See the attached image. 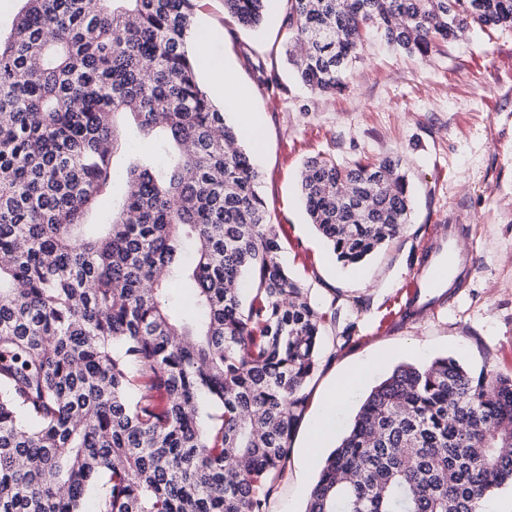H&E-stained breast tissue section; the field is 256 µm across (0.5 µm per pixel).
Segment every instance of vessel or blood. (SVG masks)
Masks as SVG:
<instances>
[{
  "mask_svg": "<svg viewBox=\"0 0 512 512\" xmlns=\"http://www.w3.org/2000/svg\"><path fill=\"white\" fill-rule=\"evenodd\" d=\"M460 227L443 224L428 239L422 263L413 273L410 286L403 292L404 309L435 310L444 303L442 296L449 284L461 273L473 271L477 264L474 252L460 248Z\"/></svg>",
  "mask_w": 512,
  "mask_h": 512,
  "instance_id": "vessel-or-blood-1",
  "label": "vessel or blood"
}]
</instances>
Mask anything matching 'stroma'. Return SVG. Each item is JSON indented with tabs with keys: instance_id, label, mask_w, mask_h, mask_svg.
Listing matches in <instances>:
<instances>
[{
	"instance_id": "1",
	"label": "stroma",
	"mask_w": 512,
	"mask_h": 512,
	"mask_svg": "<svg viewBox=\"0 0 512 512\" xmlns=\"http://www.w3.org/2000/svg\"><path fill=\"white\" fill-rule=\"evenodd\" d=\"M197 27L212 32L200 56L223 58L235 80L214 102L238 123L232 98L244 93L258 126L251 148L258 191L274 224L289 271L334 304L308 402L349 367H377L337 417L346 428L361 400L402 363L455 358L472 370L512 374V29H474L427 59L395 50L369 32L344 91L316 95L298 85L285 55V10L267 12L260 29L241 28L224 0H198ZM273 78L266 86L257 67ZM329 154L347 164L400 159L414 200L404 232L378 255L342 266L309 223L298 190L307 158ZM439 224L464 227L461 246L477 252L476 269L446 306L405 321L399 315L409 274ZM354 324L351 342L333 338ZM321 449L307 460L294 448L267 498L266 512H304L319 470Z\"/></svg>"
}]
</instances>
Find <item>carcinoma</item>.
I'll return each instance as SVG.
<instances>
[{"mask_svg": "<svg viewBox=\"0 0 512 512\" xmlns=\"http://www.w3.org/2000/svg\"><path fill=\"white\" fill-rule=\"evenodd\" d=\"M21 2L0 32V512H85L91 495L95 512H265L328 312L281 265L242 130L197 78L194 0ZM267 2L224 12L251 29ZM286 6V54L323 95L372 29L424 59L512 28V0ZM299 182L344 266L410 221L391 157L319 154ZM506 486L512 375L438 357L371 389L305 512H479Z\"/></svg>", "mask_w": 512, "mask_h": 512, "instance_id": "cac0c4a2", "label": "carcinoma"}]
</instances>
